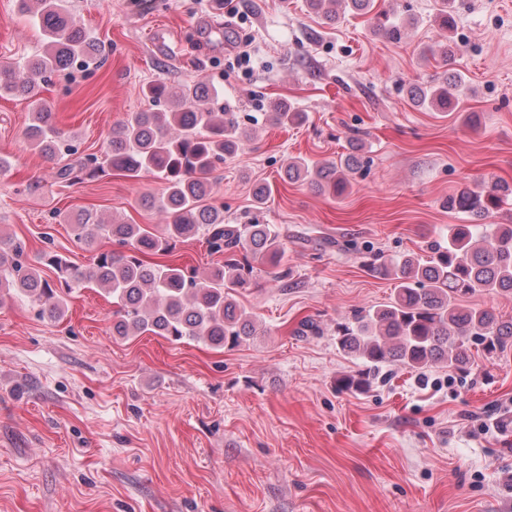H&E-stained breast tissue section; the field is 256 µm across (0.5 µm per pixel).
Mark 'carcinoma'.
Wrapping results in <instances>:
<instances>
[{
  "mask_svg": "<svg viewBox=\"0 0 512 512\" xmlns=\"http://www.w3.org/2000/svg\"><path fill=\"white\" fill-rule=\"evenodd\" d=\"M307 5L333 24L348 9L368 14L375 7L374 0H307ZM17 9L39 26L49 50L22 65L1 69L0 94L31 101L25 136L43 156L60 161L71 148L40 97V82L45 74L76 63L97 64L101 45L74 24L68 0H17ZM374 19L375 30L385 38L402 35L403 24L387 13L378 12ZM468 91L465 74L449 68L427 84L411 86L408 96L417 107L447 112L456 109ZM142 93L151 108L130 112L111 128L107 158L64 163L58 177L70 184L109 171L131 181L152 173L164 180L165 192L144 202L165 213L167 223H106L89 212L67 217L77 240L96 248V253L83 268L60 254L48 256L54 281L29 263L24 242L0 236V304L20 295L38 306L40 317L55 320L62 317L73 289L92 284L112 295L118 306L112 320L115 336L151 333L174 342L204 340L216 349L235 347L257 332L254 318L236 299L238 290L251 285L262 269L275 280L289 275L275 225L226 224L224 208L211 202L214 172L243 144L237 113L215 108L221 92L204 81L178 89L151 81L142 86ZM270 118L288 126L305 122L306 113L279 102ZM360 165L355 153L337 162L293 158L284 174L340 197ZM511 201L512 186L507 183L466 186L448 196V210L467 214L474 223L448 225L447 244L434 240L421 254L380 262L366 257L372 273L394 281L393 294L389 302L336 323L339 350L363 364L362 370L342 378L339 388L362 392L371 377L392 362L411 369L440 363L465 371L474 362L475 350L491 358L512 349V319L505 321L490 309L467 304L479 293L512 295V223L493 222ZM197 237L205 240L211 253L224 255V261L204 277L194 269L148 259ZM102 239L117 248L96 247Z\"/></svg>",
  "mask_w": 512,
  "mask_h": 512,
  "instance_id": "1",
  "label": "carcinoma"
}]
</instances>
